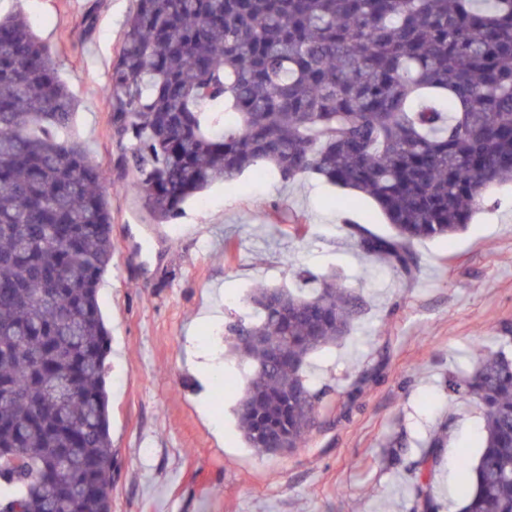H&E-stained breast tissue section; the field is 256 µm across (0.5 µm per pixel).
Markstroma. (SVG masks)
<instances>
[{
    "label": "stroma",
    "mask_w": 512,
    "mask_h": 512,
    "mask_svg": "<svg viewBox=\"0 0 512 512\" xmlns=\"http://www.w3.org/2000/svg\"><path fill=\"white\" fill-rule=\"evenodd\" d=\"M134 0H0L23 11L76 99L73 134L106 173L112 264L99 305L111 336L112 512H413L406 469L432 436L439 463L423 483L440 512H457L459 453L476 456L481 419L449 401L470 348L498 349L512 330V184L486 189V206L451 239L415 246L407 280L354 249L346 223L389 226L366 199L310 175L289 184L245 172L214 185L181 215L157 223L119 187L125 146L112 132L104 89ZM308 231L290 236L292 215ZM336 275L364 313L351 336L309 361L323 389L316 426L287 456L258 455L235 422L234 391L216 394L192 348H224V326L254 285L292 288L297 274Z\"/></svg>",
    "instance_id": "obj_1"
}]
</instances>
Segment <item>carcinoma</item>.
I'll return each mask as SVG.
<instances>
[{"label":"carcinoma","mask_w":512,"mask_h":512,"mask_svg":"<svg viewBox=\"0 0 512 512\" xmlns=\"http://www.w3.org/2000/svg\"><path fill=\"white\" fill-rule=\"evenodd\" d=\"M123 183L169 223L251 170L370 198L391 228L347 229L403 277L414 246L465 230L512 183V0H136L106 86ZM74 97L20 12L0 17V512H110L111 351L98 292L112 263L102 168L68 133ZM247 296L226 327L245 382V442L283 425L305 445L325 391L309 357L349 336L363 300L335 276ZM288 300L283 322L265 304ZM256 332L292 363L268 370ZM75 393L52 397L59 385ZM483 416L458 512H512V359L478 350L449 387Z\"/></svg>","instance_id":"1"}]
</instances>
